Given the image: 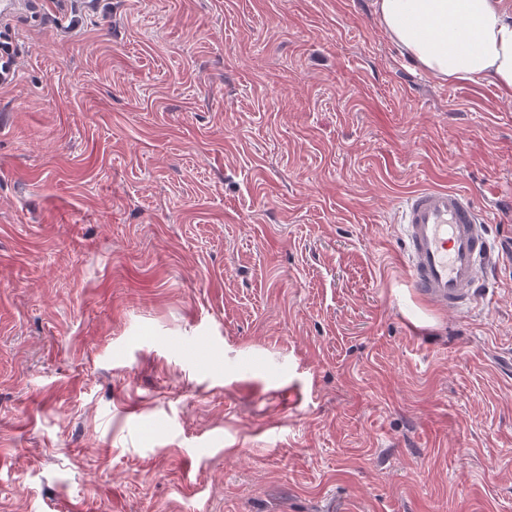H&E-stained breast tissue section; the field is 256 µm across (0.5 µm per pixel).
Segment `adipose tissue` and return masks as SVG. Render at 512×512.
Here are the masks:
<instances>
[{
    "label": "adipose tissue",
    "instance_id": "ef3b65f1",
    "mask_svg": "<svg viewBox=\"0 0 512 512\" xmlns=\"http://www.w3.org/2000/svg\"><path fill=\"white\" fill-rule=\"evenodd\" d=\"M392 42L443 81L483 80L512 96V16L497 0H374Z\"/></svg>",
    "mask_w": 512,
    "mask_h": 512
}]
</instances>
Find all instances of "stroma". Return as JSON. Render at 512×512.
Masks as SVG:
<instances>
[{
	"instance_id": "obj_1",
	"label": "stroma",
	"mask_w": 512,
	"mask_h": 512,
	"mask_svg": "<svg viewBox=\"0 0 512 512\" xmlns=\"http://www.w3.org/2000/svg\"><path fill=\"white\" fill-rule=\"evenodd\" d=\"M0 512H512V97L425 75L372 0L11 18ZM470 192L466 313L398 207ZM407 278L434 308L461 313L475 305L491 265L487 217L463 190L429 186L403 200Z\"/></svg>"
}]
</instances>
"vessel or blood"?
<instances>
[{
    "instance_id": "b4317fda",
    "label": "vessel or blood",
    "mask_w": 512,
    "mask_h": 512,
    "mask_svg": "<svg viewBox=\"0 0 512 512\" xmlns=\"http://www.w3.org/2000/svg\"><path fill=\"white\" fill-rule=\"evenodd\" d=\"M407 278L434 308L460 313L475 305L490 266L488 220L463 190L429 186L404 199Z\"/></svg>"
}]
</instances>
